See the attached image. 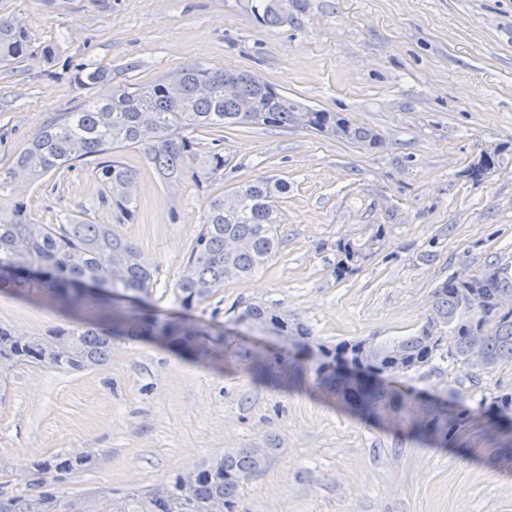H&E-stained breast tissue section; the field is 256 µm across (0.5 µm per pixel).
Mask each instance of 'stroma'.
Wrapping results in <instances>:
<instances>
[{"label": "stroma", "instance_id": "35a3bbf8", "mask_svg": "<svg viewBox=\"0 0 512 512\" xmlns=\"http://www.w3.org/2000/svg\"><path fill=\"white\" fill-rule=\"evenodd\" d=\"M0 0L35 51L0 65V165L86 93L64 63L111 68L113 82L151 81L191 63L248 71L278 92L373 128L360 146L306 129L231 127L224 172L209 186L166 185L143 153L134 220L117 223L92 168L54 174L29 194L36 223L82 212L113 225L157 268L145 301L159 320L209 331L197 359L138 337L112 342L106 365L60 372L21 364L0 380V483L19 487L34 461L94 449L66 491L147 488L237 448H271L240 490V512H512V362L461 367L447 352L387 376L371 414L321 388L318 352L237 322L262 302L307 325L316 342L376 343L415 334L432 291L457 272L512 266V0H309L294 25L258 24L242 0ZM52 48L45 59L43 48ZM495 150L482 181L467 175ZM281 178V245L268 268L187 307L175 284L209 198L257 177ZM385 237L337 276L338 242ZM44 297L0 292V325L34 334L63 324ZM263 358L276 383L257 379ZM461 413L456 428L450 414Z\"/></svg>", "mask_w": 512, "mask_h": 512}]
</instances>
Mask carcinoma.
I'll return each instance as SVG.
<instances>
[{"mask_svg":"<svg viewBox=\"0 0 512 512\" xmlns=\"http://www.w3.org/2000/svg\"><path fill=\"white\" fill-rule=\"evenodd\" d=\"M256 22L269 27L295 23L306 0H244ZM32 54L30 34L13 16L0 15V64L17 63ZM179 90L171 92L168 79L112 85V70L80 65L71 82L82 89L100 87L104 93L83 100L40 127L27 147L8 166H0V291L47 294L64 306L79 310L91 304L112 309L106 323H70L55 326L38 336L18 334L0 326V372L28 362L67 371L100 366L112 356L115 336H149L170 345L206 354L198 337L208 332L176 321L160 322L139 310H118V297L138 299L148 294L154 268L137 244L110 224H91L65 214L56 224H38L30 212V189L49 173H63L76 163L93 167L102 189L101 201L124 220L134 217L137 172L123 160V151L137 149L163 181L177 184L190 178L197 186L211 183L224 172V153L199 148L185 131L222 132L238 125L265 128H302L300 116L308 106L249 72H224L200 64L175 71ZM250 109L244 110L243 103ZM347 140L374 145L373 129L348 123ZM288 193V182L258 177L232 192L235 206L227 208L224 196L208 200L201 229L176 284V296L192 306L224 287V282L249 277L264 267L280 247L279 199ZM239 248L227 253L224 239ZM384 238V226L360 244L347 240L337 245L336 276L350 271L351 249L370 251ZM102 281L107 290L93 293L87 283ZM476 290L486 299L475 310L466 295ZM512 296V269L494 265L466 283L453 278L434 288L433 316L413 336L389 343L367 340L336 344L332 351L361 349L362 363L383 374L367 382L353 380L336 365L321 368L320 384L361 411L369 412L384 396L383 376L420 368L437 355L444 341L448 354L468 366L471 339L482 337L481 352L492 367L512 361V306L495 307L499 296ZM237 320L267 330L289 327L296 335L311 338L288 314L263 304H249ZM273 453L238 448L220 461L193 470L179 471L145 490H97L66 498L60 485L68 475L90 465L95 454H56L32 464L22 487L9 491L0 485V512H86L94 501L96 512H207L213 501L223 512H237L240 487L264 470Z\"/></svg>","mask_w":512,"mask_h":512,"instance_id":"cac0c4a2","label":"carcinoma"}]
</instances>
